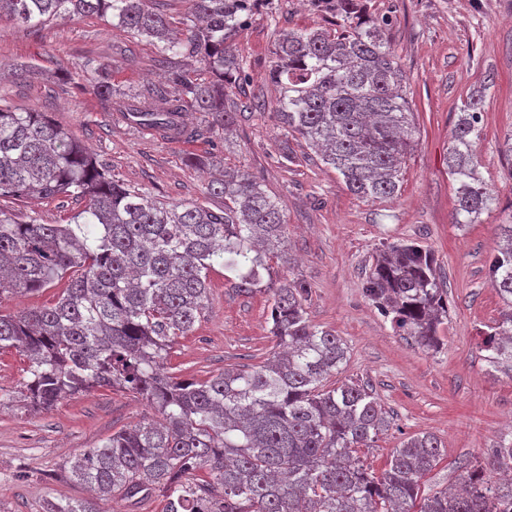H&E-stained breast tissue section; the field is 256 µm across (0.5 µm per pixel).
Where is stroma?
<instances>
[{
  "instance_id": "35a3bbf8",
  "label": "stroma",
  "mask_w": 512,
  "mask_h": 512,
  "mask_svg": "<svg viewBox=\"0 0 512 512\" xmlns=\"http://www.w3.org/2000/svg\"><path fill=\"white\" fill-rule=\"evenodd\" d=\"M366 6L387 33L416 119V143L392 198L351 194L303 139L285 137L274 117L279 93L267 74L277 35L331 20L307 0H274L272 12L255 16L241 35L247 86L258 89L262 101L254 108L247 95L236 96L240 116L228 136L196 112L186 119L196 136L167 139L130 124L95 96L86 80L88 60L106 63L117 95L136 101L164 84L166 71L157 42L131 37L96 16L36 28L0 20V60L40 69L25 80L0 79V102L48 113L92 148L110 176L160 202L223 207L208 194L206 173L188 165L191 157L216 153L225 166L260 179L288 224L287 258L271 259V281L308 282L312 323L347 344L341 380L368 385L391 417L389 430L366 449V465L381 472L406 437L432 433L445 455L423 480L429 491L458 481L466 460L512 443V378L489 366L481 349L502 308L488 273L498 227L512 222L504 156L512 139V0H366ZM477 90L484 102L474 153L492 200L476 223L459 224L448 145L463 100ZM289 154L295 163L286 162ZM83 207L72 196L0 203L13 218L42 224L69 223ZM400 241L418 242L436 258L448 292L439 349L395 333L363 293L376 253ZM233 280L223 268L210 271L205 309L165 359L173 376L205 379L228 364L252 368L275 350L268 293L237 291ZM155 416L145 401L107 388L68 397L48 411L1 408L0 512H42L45 500L87 497L69 479L70 461L113 432Z\"/></svg>"
}]
</instances>
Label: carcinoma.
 <instances>
[{
	"instance_id": "cac0c4a2",
	"label": "carcinoma",
	"mask_w": 512,
	"mask_h": 512,
	"mask_svg": "<svg viewBox=\"0 0 512 512\" xmlns=\"http://www.w3.org/2000/svg\"><path fill=\"white\" fill-rule=\"evenodd\" d=\"M153 0H0V19L29 27L96 15L162 44L173 60L156 90L168 107L128 113L143 128L187 136L185 113L202 112L232 132L234 90L245 63L235 40L273 0H185L184 15L157 11ZM331 27L290 31L274 44L269 81L280 91L276 117L359 198L400 191L414 148V112L405 75L363 0H310ZM194 58L202 79L177 63ZM483 96L464 101L448 147L457 181L456 223L473 224L491 194L474 157ZM190 162L220 170L209 194L215 212L167 205L112 178L95 154L43 112L0 105V199L76 196L85 201L70 224L17 221L0 208V303L64 282L55 299L13 314L0 311V351L27 361L28 377L0 388V408H53L67 396L109 388L145 400L161 416L112 433L72 463L70 479L135 509L157 499L162 512H505L512 444L467 467L461 481L425 494L421 480L440 462L437 436L407 437L373 472L359 452L390 427L367 387L329 385L348 363V348L312 324L307 284L288 279L269 289L270 333L278 350L251 369L226 367L205 380L163 370L168 350L189 335L208 299L207 277L220 266L235 287L260 288L269 261L284 259L282 208L249 171H229L217 157ZM489 278L503 301L483 350L512 377V224H502ZM365 295L401 336L436 350L448 317L445 289L431 251L393 243L376 254ZM44 512H100L96 498L49 501Z\"/></svg>"
}]
</instances>
